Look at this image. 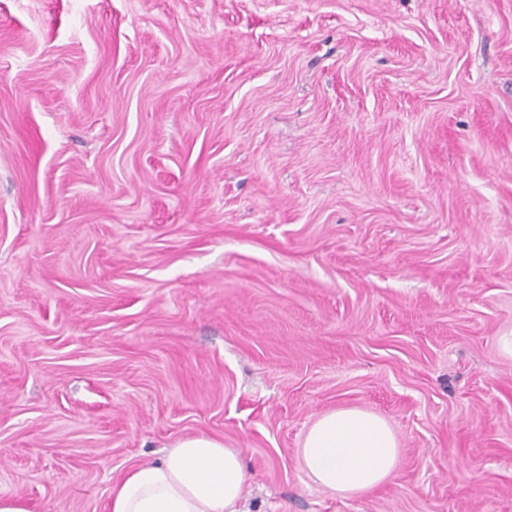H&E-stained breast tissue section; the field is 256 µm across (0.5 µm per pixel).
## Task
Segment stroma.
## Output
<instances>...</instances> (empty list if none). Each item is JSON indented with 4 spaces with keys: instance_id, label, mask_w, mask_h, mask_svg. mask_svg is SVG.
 Instances as JSON below:
<instances>
[{
    "instance_id": "1",
    "label": "stroma",
    "mask_w": 512,
    "mask_h": 512,
    "mask_svg": "<svg viewBox=\"0 0 512 512\" xmlns=\"http://www.w3.org/2000/svg\"><path fill=\"white\" fill-rule=\"evenodd\" d=\"M511 334L512 0H0V497L205 435L242 512H512ZM299 455L318 487L346 496L372 490L399 465L396 440L387 422L361 409L319 417L307 430Z\"/></svg>"
}]
</instances>
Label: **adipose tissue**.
<instances>
[{"label": "adipose tissue", "mask_w": 512, "mask_h": 512, "mask_svg": "<svg viewBox=\"0 0 512 512\" xmlns=\"http://www.w3.org/2000/svg\"><path fill=\"white\" fill-rule=\"evenodd\" d=\"M320 488L346 496L377 487L398 468L396 440L387 422L361 410L319 417L299 450ZM239 452L206 436L189 437L158 461L130 469L112 488L109 512H239L246 487Z\"/></svg>", "instance_id": "ef3b65f1"}]
</instances>
